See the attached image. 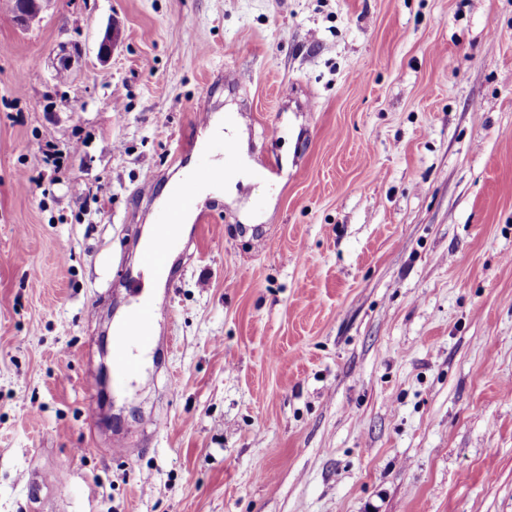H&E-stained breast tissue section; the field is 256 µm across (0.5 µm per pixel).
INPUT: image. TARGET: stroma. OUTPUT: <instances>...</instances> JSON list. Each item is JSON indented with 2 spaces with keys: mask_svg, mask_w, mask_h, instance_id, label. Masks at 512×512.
Here are the masks:
<instances>
[{
  "mask_svg": "<svg viewBox=\"0 0 512 512\" xmlns=\"http://www.w3.org/2000/svg\"><path fill=\"white\" fill-rule=\"evenodd\" d=\"M11 6L0 512H512V0ZM209 89L265 175L103 395L142 187L194 165ZM14 10L21 26H29L39 19L44 4L49 0H15Z\"/></svg>",
  "mask_w": 512,
  "mask_h": 512,
  "instance_id": "1",
  "label": "stroma"
}]
</instances>
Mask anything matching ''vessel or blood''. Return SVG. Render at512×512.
Masks as SVG:
<instances>
[{
	"label": "vessel or blood",
	"instance_id": "vessel-or-blood-1",
	"mask_svg": "<svg viewBox=\"0 0 512 512\" xmlns=\"http://www.w3.org/2000/svg\"><path fill=\"white\" fill-rule=\"evenodd\" d=\"M237 147L224 137L211 139L200 150L198 162L179 181L170 184L153 213V237L141 250V274L155 278L167 273L172 255L183 241L180 226L184 217L194 224L207 223L210 214L199 206L202 186L232 178L237 173ZM129 293L132 306L124 319L112 329L111 374L114 388H125L141 369L139 355L157 344L154 318L168 301L167 293L145 290L134 283Z\"/></svg>",
	"mask_w": 512,
	"mask_h": 512
}]
</instances>
